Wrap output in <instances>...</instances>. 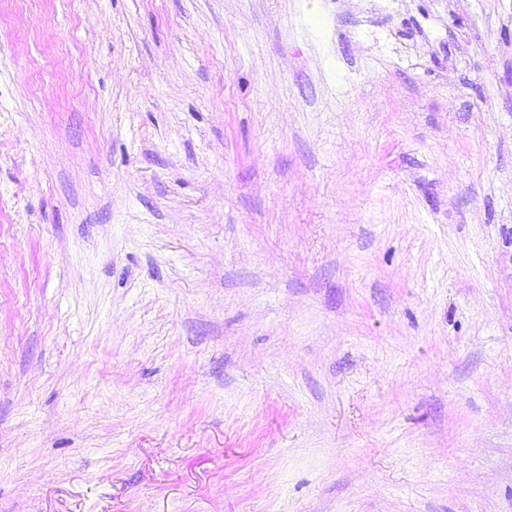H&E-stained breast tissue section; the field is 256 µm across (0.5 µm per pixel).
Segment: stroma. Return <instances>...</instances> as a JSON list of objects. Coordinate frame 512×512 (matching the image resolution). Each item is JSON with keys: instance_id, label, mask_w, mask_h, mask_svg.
Masks as SVG:
<instances>
[{"instance_id": "obj_1", "label": "stroma", "mask_w": 512, "mask_h": 512, "mask_svg": "<svg viewBox=\"0 0 512 512\" xmlns=\"http://www.w3.org/2000/svg\"><path fill=\"white\" fill-rule=\"evenodd\" d=\"M0 512H512V0H0Z\"/></svg>"}]
</instances>
